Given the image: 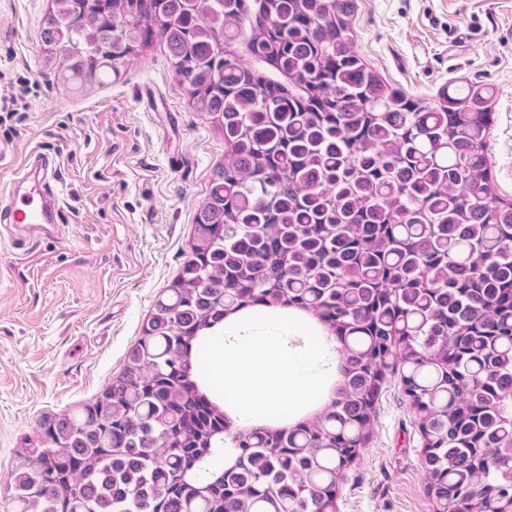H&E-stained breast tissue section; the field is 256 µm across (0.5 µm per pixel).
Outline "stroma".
I'll return each instance as SVG.
<instances>
[{
    "label": "stroma",
    "instance_id": "35a3bbf8",
    "mask_svg": "<svg viewBox=\"0 0 512 512\" xmlns=\"http://www.w3.org/2000/svg\"><path fill=\"white\" fill-rule=\"evenodd\" d=\"M51 0H0V98L35 81L0 122V188L35 147L57 154L63 221L0 235V512L15 453L42 419L90 405L122 370L157 298L191 257L196 216L224 132L194 108L166 48L131 56L119 79L72 90L40 33ZM353 46L407 96L434 101L460 81L495 88L487 165L512 201V0H356ZM344 471L337 512H434L424 439L400 370Z\"/></svg>",
    "mask_w": 512,
    "mask_h": 512
}]
</instances>
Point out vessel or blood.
<instances>
[{
    "label": "vessel or blood",
    "instance_id": "1",
    "mask_svg": "<svg viewBox=\"0 0 512 512\" xmlns=\"http://www.w3.org/2000/svg\"><path fill=\"white\" fill-rule=\"evenodd\" d=\"M58 171L52 155L31 151L20 177L21 188L0 194V223L19 227L61 223L62 206L53 188Z\"/></svg>",
    "mask_w": 512,
    "mask_h": 512
}]
</instances>
